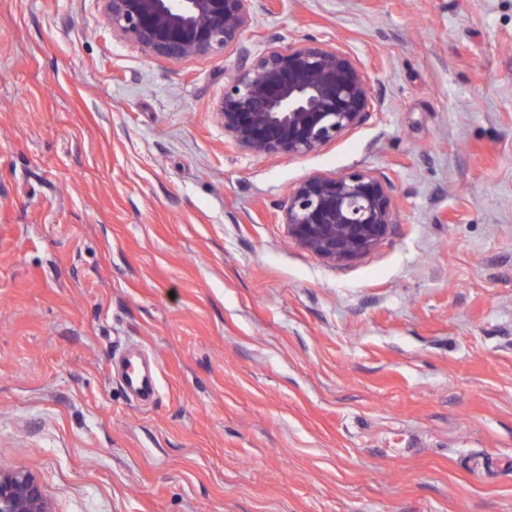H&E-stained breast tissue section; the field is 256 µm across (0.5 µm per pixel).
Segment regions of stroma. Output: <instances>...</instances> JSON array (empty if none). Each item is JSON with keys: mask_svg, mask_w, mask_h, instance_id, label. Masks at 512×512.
<instances>
[{"mask_svg": "<svg viewBox=\"0 0 512 512\" xmlns=\"http://www.w3.org/2000/svg\"><path fill=\"white\" fill-rule=\"evenodd\" d=\"M310 38L364 123L240 149L225 80ZM354 170L398 224L333 265L283 210ZM0 465L54 512H512V0H257L181 61L100 0H0Z\"/></svg>", "mask_w": 512, "mask_h": 512, "instance_id": "obj_1", "label": "stroma"}]
</instances>
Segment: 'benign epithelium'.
I'll return each mask as SVG.
<instances>
[{"instance_id": "1", "label": "benign epithelium", "mask_w": 512, "mask_h": 512, "mask_svg": "<svg viewBox=\"0 0 512 512\" xmlns=\"http://www.w3.org/2000/svg\"><path fill=\"white\" fill-rule=\"evenodd\" d=\"M117 37L168 60L223 53L242 44L254 0H101ZM371 93L351 57L315 39L269 44L224 82L216 112L224 134L258 155L307 154L363 123ZM290 237L336 264L374 249L397 223L383 184L350 171L312 176L289 195ZM0 512H53L30 472L0 467Z\"/></svg>"}]
</instances>
